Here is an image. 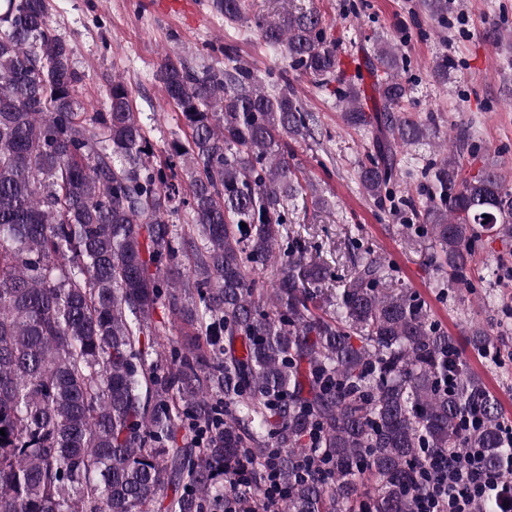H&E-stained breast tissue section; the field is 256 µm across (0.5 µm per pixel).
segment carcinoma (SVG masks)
Segmentation results:
<instances>
[{
    "mask_svg": "<svg viewBox=\"0 0 512 512\" xmlns=\"http://www.w3.org/2000/svg\"><path fill=\"white\" fill-rule=\"evenodd\" d=\"M284 2L255 28L291 70L330 79L320 13ZM210 4L228 24L246 13ZM222 52V68L162 59L189 133L151 162L128 84L85 112L47 0H0V512H224L228 496L259 512L269 451L283 512H415L426 456L466 448L512 480L500 404L424 303L371 252L329 287L293 229L314 191L288 156L316 119L288 72L267 89ZM373 61L380 135L358 178L379 199L431 122L406 115L398 45ZM340 98L349 125L371 124L358 90ZM421 192L439 288L471 287L483 234L512 237V187L452 153ZM468 342L497 358L485 329Z\"/></svg>",
    "mask_w": 512,
    "mask_h": 512,
    "instance_id": "cac0c4a2",
    "label": "carcinoma"
}]
</instances>
